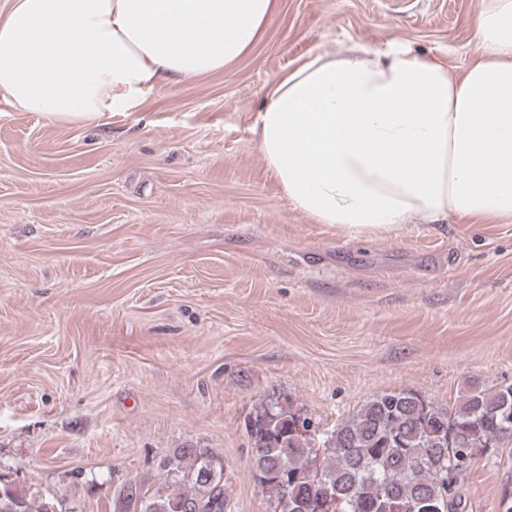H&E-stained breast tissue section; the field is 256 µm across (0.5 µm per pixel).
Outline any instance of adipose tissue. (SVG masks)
I'll use <instances>...</instances> for the list:
<instances>
[{
    "mask_svg": "<svg viewBox=\"0 0 512 512\" xmlns=\"http://www.w3.org/2000/svg\"><path fill=\"white\" fill-rule=\"evenodd\" d=\"M279 0H11L0 101L52 120L134 112L224 70ZM463 73L402 47L323 51L275 78L253 126L296 209L350 239L448 217L512 223V0H479Z\"/></svg>",
    "mask_w": 512,
    "mask_h": 512,
    "instance_id": "obj_1",
    "label": "adipose tissue"
}]
</instances>
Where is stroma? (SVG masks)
<instances>
[{"mask_svg":"<svg viewBox=\"0 0 512 512\" xmlns=\"http://www.w3.org/2000/svg\"><path fill=\"white\" fill-rule=\"evenodd\" d=\"M224 72L96 124L0 101V473L59 512L163 489L175 449L224 460L227 512H268L245 419L288 397L320 430L373 396L453 403L512 382V224L348 240L293 207L252 128L320 51L395 45L462 71L479 0H279ZM468 512H503L512 458L477 460Z\"/></svg>","mask_w":512,"mask_h":512,"instance_id":"stroma-1","label":"stroma"}]
</instances>
